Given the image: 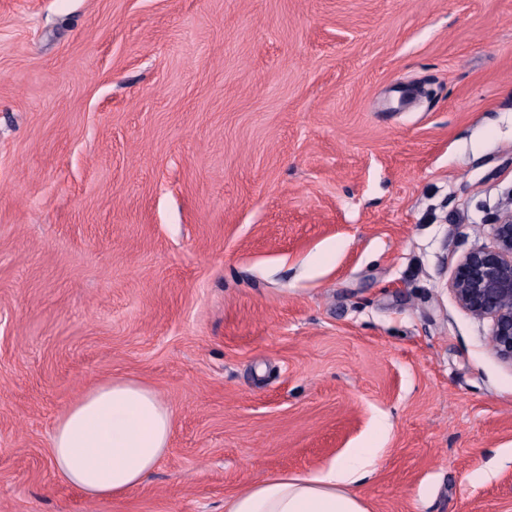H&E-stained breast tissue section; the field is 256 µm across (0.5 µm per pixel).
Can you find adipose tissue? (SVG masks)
Returning a JSON list of instances; mask_svg holds the SVG:
<instances>
[{
	"label": "adipose tissue",
	"mask_w": 512,
	"mask_h": 512,
	"mask_svg": "<svg viewBox=\"0 0 512 512\" xmlns=\"http://www.w3.org/2000/svg\"><path fill=\"white\" fill-rule=\"evenodd\" d=\"M172 431V412L153 388L113 379L89 388L59 418L51 459L67 485L110 498L144 481ZM375 456V449L357 448L308 474L247 483L225 499L224 512H370L357 487L373 474Z\"/></svg>",
	"instance_id": "1"
}]
</instances>
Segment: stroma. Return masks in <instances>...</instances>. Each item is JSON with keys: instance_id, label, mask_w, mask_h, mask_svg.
Instances as JSON below:
<instances>
[{"instance_id": "stroma-1", "label": "stroma", "mask_w": 512, "mask_h": 512, "mask_svg": "<svg viewBox=\"0 0 512 512\" xmlns=\"http://www.w3.org/2000/svg\"><path fill=\"white\" fill-rule=\"evenodd\" d=\"M512 208V0H0V512H224L363 446L371 512H512V365L450 289ZM140 380L112 499L57 419ZM170 407L145 384L112 379L89 388L59 418L51 459L59 478L92 499L138 486L169 447Z\"/></svg>"}]
</instances>
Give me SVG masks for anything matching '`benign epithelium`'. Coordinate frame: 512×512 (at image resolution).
Segmentation results:
<instances>
[{"label": "benign epithelium", "mask_w": 512, "mask_h": 512, "mask_svg": "<svg viewBox=\"0 0 512 512\" xmlns=\"http://www.w3.org/2000/svg\"><path fill=\"white\" fill-rule=\"evenodd\" d=\"M495 244L467 252L459 260L451 291L457 304L478 319L492 320L496 354L512 364V209L494 222Z\"/></svg>", "instance_id": "benign-epithelium-1"}]
</instances>
